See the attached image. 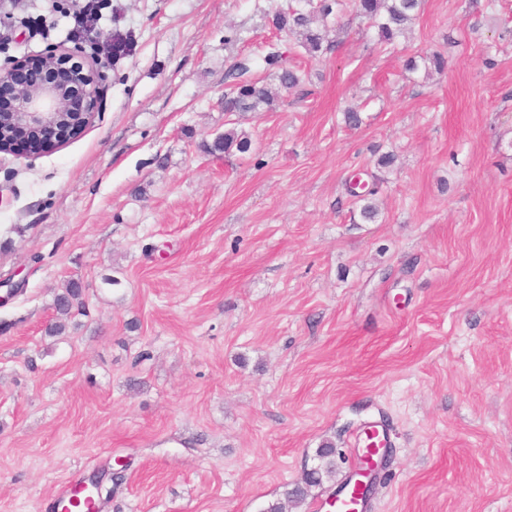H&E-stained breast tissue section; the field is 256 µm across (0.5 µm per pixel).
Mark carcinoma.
I'll use <instances>...</instances> for the list:
<instances>
[{
    "label": "carcinoma",
    "instance_id": "carcinoma-1",
    "mask_svg": "<svg viewBox=\"0 0 512 512\" xmlns=\"http://www.w3.org/2000/svg\"><path fill=\"white\" fill-rule=\"evenodd\" d=\"M364 18L368 26L375 29L379 41L386 44L394 43L405 34L410 24L418 17L422 0H289L288 8L274 13L272 26L280 33L298 37L299 46L303 47L310 57L315 58L324 52V36L320 26L329 17L340 19L347 8ZM265 68L273 71V77L283 90L297 87L301 78L296 71L288 68L283 62L282 54L275 47L261 57ZM256 64L253 58L236 60L225 73L229 80V92L224 94V111L226 112H261L268 110L273 104V97L261 81L250 77L251 69ZM406 69L442 73L447 67V59L443 53L433 51L426 55L411 56L406 60ZM251 146L247 138L241 137L230 129L215 138L208 145L212 154L225 153L235 147L240 152L249 151ZM83 287L76 280L67 282L56 294L54 309L56 321L49 324L45 333L55 336L65 329V322L75 314L84 310ZM335 449L328 446L320 449L317 456L320 464L307 473L304 486H296L285 492V498L301 502L307 495V487L319 485L323 478H331L336 474Z\"/></svg>",
    "mask_w": 512,
    "mask_h": 512
}]
</instances>
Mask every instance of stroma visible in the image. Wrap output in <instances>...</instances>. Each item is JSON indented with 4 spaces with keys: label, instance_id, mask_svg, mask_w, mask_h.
I'll use <instances>...</instances> for the list:
<instances>
[{
    "label": "stroma",
    "instance_id": "stroma-1",
    "mask_svg": "<svg viewBox=\"0 0 512 512\" xmlns=\"http://www.w3.org/2000/svg\"><path fill=\"white\" fill-rule=\"evenodd\" d=\"M99 2L126 52L93 124L0 154V512L118 458L101 512H262L329 443L289 509L316 512L373 421L366 512H512V0H424L393 47L348 10L316 58L269 25L283 0ZM75 27L72 0H0V65ZM273 43L301 84L225 111L227 66ZM431 51L447 71L406 70ZM228 129L250 152L207 153ZM70 279L85 311L47 336ZM390 443L388 431L383 425H371L362 429L356 437L355 446L361 449V456L376 458L381 448ZM335 449L325 446L320 448L317 453L321 463L312 468L307 474V481L305 486H296L291 491L285 492V498L294 499L297 502H301L307 495V486L320 485L323 482V478H331L336 474V462L334 459Z\"/></svg>",
    "mask_w": 512,
    "mask_h": 512
}]
</instances>
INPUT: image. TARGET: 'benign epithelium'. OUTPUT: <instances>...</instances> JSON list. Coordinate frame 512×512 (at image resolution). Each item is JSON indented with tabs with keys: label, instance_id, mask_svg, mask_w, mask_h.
I'll use <instances>...</instances> for the list:
<instances>
[{
	"label": "benign epithelium",
	"instance_id": "benign-epithelium-1",
	"mask_svg": "<svg viewBox=\"0 0 512 512\" xmlns=\"http://www.w3.org/2000/svg\"><path fill=\"white\" fill-rule=\"evenodd\" d=\"M40 59L41 70L25 80L16 78L27 69L21 58L0 68V92L13 100L10 110L0 111V153L16 152L19 132L27 136L28 155L39 154L50 135L62 145L80 135L98 113L103 75L97 65L83 57L82 47H50ZM112 477L111 472L94 474L74 489L86 490L101 502Z\"/></svg>",
	"mask_w": 512,
	"mask_h": 512
}]
</instances>
